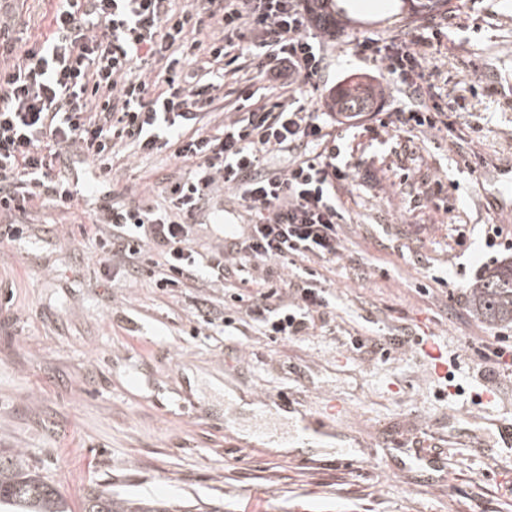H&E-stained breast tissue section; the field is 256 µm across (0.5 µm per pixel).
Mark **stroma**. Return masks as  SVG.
<instances>
[{"label":"stroma","instance_id":"1","mask_svg":"<svg viewBox=\"0 0 512 512\" xmlns=\"http://www.w3.org/2000/svg\"><path fill=\"white\" fill-rule=\"evenodd\" d=\"M318 78L321 111L337 83L377 85L354 39L400 31L334 0ZM55 0H0L12 42L52 31ZM428 51L431 95L453 103L448 133H396L363 117L336 142L352 175L337 186L340 259H311L333 308L311 335L274 340L246 315L199 326L197 289L164 292L149 273L104 279L81 235L103 185L124 202L160 200V180L191 165L121 148L111 171L83 159L70 210L37 203L21 239L0 243V448L24 452L73 501L94 484L207 502L224 512H512V367L482 375L512 347V325L479 321L471 291L512 258V0H456ZM476 153L475 169L462 162ZM442 179L444 194L431 183ZM195 216V250L250 223L224 194ZM495 232V248L485 235ZM379 341L357 352L351 337ZM446 370H436L432 351Z\"/></svg>","mask_w":512,"mask_h":512}]
</instances>
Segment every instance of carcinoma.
<instances>
[{"instance_id":"1","label":"carcinoma","mask_w":512,"mask_h":512,"mask_svg":"<svg viewBox=\"0 0 512 512\" xmlns=\"http://www.w3.org/2000/svg\"><path fill=\"white\" fill-rule=\"evenodd\" d=\"M335 104L351 112L366 108L357 85L339 89ZM472 305L484 322L512 323V260L490 268L473 286ZM181 508L177 502L121 494L101 484L91 487L75 506L23 453L0 449V512H181Z\"/></svg>"}]
</instances>
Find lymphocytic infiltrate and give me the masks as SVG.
I'll use <instances>...</instances> for the list:
<instances>
[{
    "mask_svg": "<svg viewBox=\"0 0 512 512\" xmlns=\"http://www.w3.org/2000/svg\"><path fill=\"white\" fill-rule=\"evenodd\" d=\"M51 25L43 42L0 66V212L24 215L40 200L71 207L79 191L61 169L72 157L108 172L117 142L172 150L192 167L165 181L171 210L108 198L95 210L102 271H113L114 257L147 255L161 290L229 283L223 317L203 309L204 325L229 326L243 312L272 338L308 335L313 316L331 307L328 293L309 268H282L293 257L339 258L336 185L349 176L327 113L309 101L324 57L308 11L298 0H57ZM444 28L434 19L358 42V55L381 62L409 103L376 112L383 127L447 129V106L424 103L427 49ZM243 42L265 59L261 74L278 85L277 100L250 90L247 111L226 113L222 134L196 133ZM274 152L287 153V169L265 170ZM226 190L255 220L201 256L190 220Z\"/></svg>",
    "mask_w": 512,
    "mask_h": 512,
    "instance_id": "f902f5d3",
    "label": "lymphocytic infiltrate"
}]
</instances>
